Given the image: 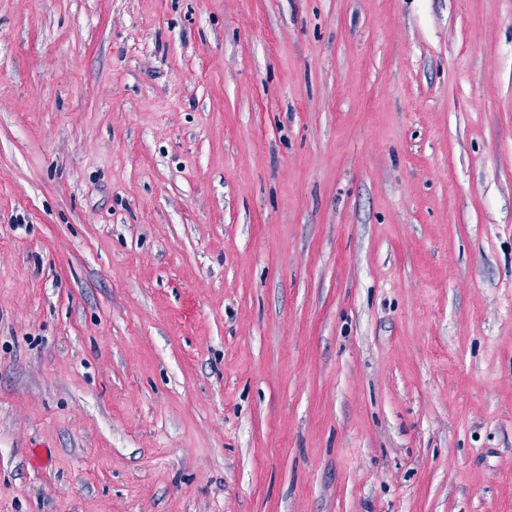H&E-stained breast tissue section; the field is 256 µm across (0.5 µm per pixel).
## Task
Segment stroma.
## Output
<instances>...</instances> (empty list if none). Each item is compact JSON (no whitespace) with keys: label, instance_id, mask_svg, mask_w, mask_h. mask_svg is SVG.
<instances>
[{"label":"stroma","instance_id":"1","mask_svg":"<svg viewBox=\"0 0 512 512\" xmlns=\"http://www.w3.org/2000/svg\"><path fill=\"white\" fill-rule=\"evenodd\" d=\"M0 512H512V0H0Z\"/></svg>","mask_w":512,"mask_h":512}]
</instances>
